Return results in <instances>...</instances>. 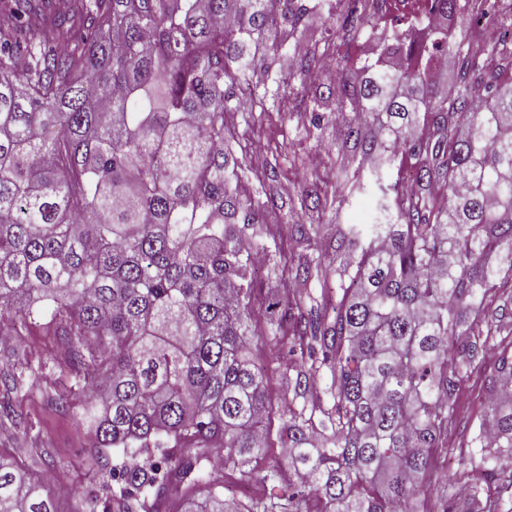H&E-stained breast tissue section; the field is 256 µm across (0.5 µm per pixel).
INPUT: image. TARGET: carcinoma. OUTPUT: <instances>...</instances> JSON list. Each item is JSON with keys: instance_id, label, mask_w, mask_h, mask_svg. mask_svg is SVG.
<instances>
[{"instance_id": "obj_1", "label": "carcinoma", "mask_w": 512, "mask_h": 512, "mask_svg": "<svg viewBox=\"0 0 512 512\" xmlns=\"http://www.w3.org/2000/svg\"><path fill=\"white\" fill-rule=\"evenodd\" d=\"M324 0H0V326L50 313L75 378L93 455L122 484L117 512L143 496L159 512L171 488L179 512H429L419 488L435 449L457 427L453 392L488 343V292L512 284V15L489 0H429L443 28L418 42L401 15L370 14L365 0L322 14ZM324 15L336 45L382 28L377 59L339 53L345 75L324 94L317 57L286 74L266 72L297 48L309 19ZM461 15L499 37L469 51L448 41ZM459 58L456 81H429L438 59ZM28 63L19 70L15 59ZM304 112H360L345 122L362 159L409 167L404 198L384 170L341 162L343 200L378 185L374 223L336 227V317L309 318L279 292L267 309L297 335L294 392L328 368L332 403L288 409V448L263 480L293 492L247 503L224 500L194 444L224 453L236 480L254 478L270 447L265 387L248 320L259 212L275 198L242 189L250 167L224 147V112H253L281 88ZM441 183L444 198L431 194ZM487 464L512 458V357L491 378ZM181 450L160 465L152 448ZM144 457L109 466L107 450ZM0 512H56L45 483L0 453Z\"/></svg>"}]
</instances>
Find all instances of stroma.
<instances>
[{
    "label": "stroma",
    "mask_w": 512,
    "mask_h": 512,
    "mask_svg": "<svg viewBox=\"0 0 512 512\" xmlns=\"http://www.w3.org/2000/svg\"><path fill=\"white\" fill-rule=\"evenodd\" d=\"M296 100L275 102L261 112H228L224 115V143L243 151L251 168L244 191L253 197L277 194L283 206L267 213L261 226V240L270 257L254 267L259 288L293 286L290 261L304 257L313 268L301 295L305 307L322 310L336 303V267L330 259L336 241V225L365 224L370 219L374 198L370 192L340 201L335 193L336 157L345 139L344 126L335 113H328L321 127L310 124V115L296 109ZM292 224H306L317 231L309 249H301L288 235ZM18 340L27 352V363L14 365L0 351V372L15 376L16 401L24 414L22 423L0 421V451L14 456L21 466L40 474L51 470L54 482L67 488L58 497V512H109V500L119 493L120 483L104 485L103 476L89 456L95 439L81 421L77 409L62 410V399L78 400L79 385L57 354L58 338L47 319L17 324ZM253 341L264 345L267 354L287 352L293 343L291 326L271 327L264 306H255L249 322ZM512 353V340L495 337L486 346L477 368L462 375L455 395L460 420L448 434L447 457H436L432 473L421 489L433 512L445 498L467 500L479 491L495 512H512V488L484 474L470 439L486 416L487 382L501 354ZM331 382L329 370H322L305 398L287 389L281 371H274L267 383L271 403L268 426L278 431L286 409L306 402L316 406L325 401ZM280 458L279 448L268 449L254 458L256 474L250 484L224 476V497L247 501L266 495L261 478Z\"/></svg>",
    "instance_id": "1"
}]
</instances>
